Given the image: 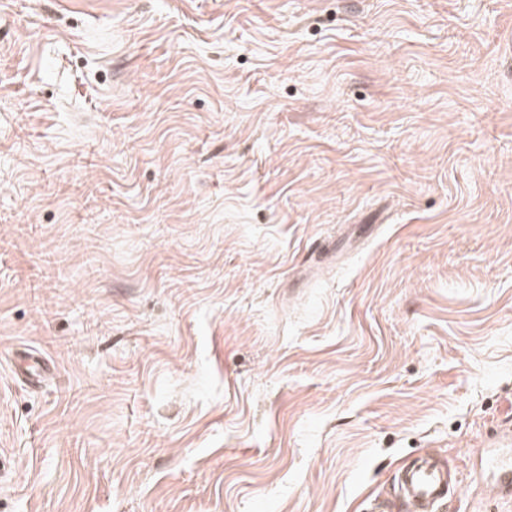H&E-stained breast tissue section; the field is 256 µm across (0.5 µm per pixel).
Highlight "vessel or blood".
<instances>
[{
  "mask_svg": "<svg viewBox=\"0 0 512 512\" xmlns=\"http://www.w3.org/2000/svg\"><path fill=\"white\" fill-rule=\"evenodd\" d=\"M479 475L490 481L497 495L512 502V425H502L479 457ZM405 504L415 512H438L456 489L448 466L430 453L417 455L396 474Z\"/></svg>",
  "mask_w": 512,
  "mask_h": 512,
  "instance_id": "b4317fda",
  "label": "vessel or blood"
}]
</instances>
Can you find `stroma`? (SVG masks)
Segmentation results:
<instances>
[{"label": "stroma", "instance_id": "obj_1", "mask_svg": "<svg viewBox=\"0 0 512 512\" xmlns=\"http://www.w3.org/2000/svg\"><path fill=\"white\" fill-rule=\"evenodd\" d=\"M510 421L512 0H0V512H512ZM485 447L478 473L493 484L499 497L512 502V425H502ZM396 479L403 501L414 511L434 512L457 492L448 465L428 452L400 468Z\"/></svg>", "mask_w": 512, "mask_h": 512}]
</instances>
